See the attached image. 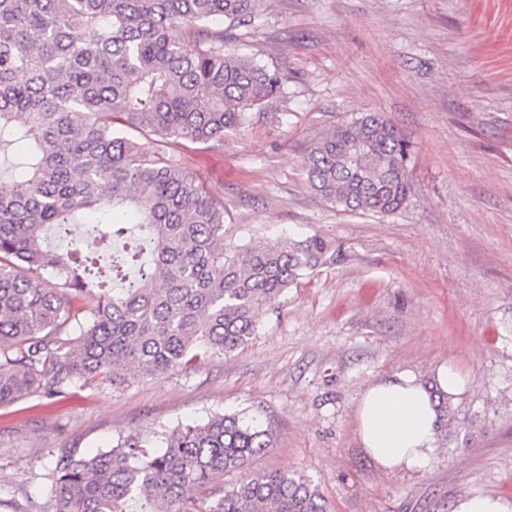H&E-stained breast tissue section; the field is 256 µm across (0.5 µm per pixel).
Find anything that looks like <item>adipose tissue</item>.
I'll use <instances>...</instances> for the list:
<instances>
[{"instance_id": "ef3b65f1", "label": "adipose tissue", "mask_w": 512, "mask_h": 512, "mask_svg": "<svg viewBox=\"0 0 512 512\" xmlns=\"http://www.w3.org/2000/svg\"><path fill=\"white\" fill-rule=\"evenodd\" d=\"M437 412L428 387L409 370L369 385L355 407L358 438L382 470H419L438 448Z\"/></svg>"}]
</instances>
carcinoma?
<instances>
[{
	"label": "carcinoma",
	"mask_w": 512,
	"mask_h": 512,
	"mask_svg": "<svg viewBox=\"0 0 512 512\" xmlns=\"http://www.w3.org/2000/svg\"><path fill=\"white\" fill-rule=\"evenodd\" d=\"M252 2L0 0V152L28 145L0 180V406L231 353L326 263L318 235L224 244V197L181 158L280 93L279 73L224 29L253 24ZM408 163L400 133L366 113L310 145L306 174L325 202L385 216L409 197ZM128 212L142 234L113 250ZM50 232L70 249L51 248ZM434 395L446 436L448 395ZM272 443V428L235 414L173 428L159 453L131 432L91 457L61 455L47 512H329L310 477L281 470L193 497Z\"/></svg>",
	"instance_id": "1"
}]
</instances>
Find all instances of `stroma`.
Segmentation results:
<instances>
[{
  "label": "stroma",
  "mask_w": 512,
  "mask_h": 512,
  "mask_svg": "<svg viewBox=\"0 0 512 512\" xmlns=\"http://www.w3.org/2000/svg\"><path fill=\"white\" fill-rule=\"evenodd\" d=\"M236 47L283 78L280 96L185 164L224 198L235 245L317 234L333 258L282 297L236 351L119 388L73 385L0 408V512H45L62 451L153 447L178 424L239 413L272 448L243 475H309L332 512H453L458 497L512 500V0H255ZM375 112L411 152L396 213L342 211L310 188V143ZM464 375L448 439L424 469L388 473L359 441L356 403L409 370Z\"/></svg>",
  "instance_id": "1"
}]
</instances>
